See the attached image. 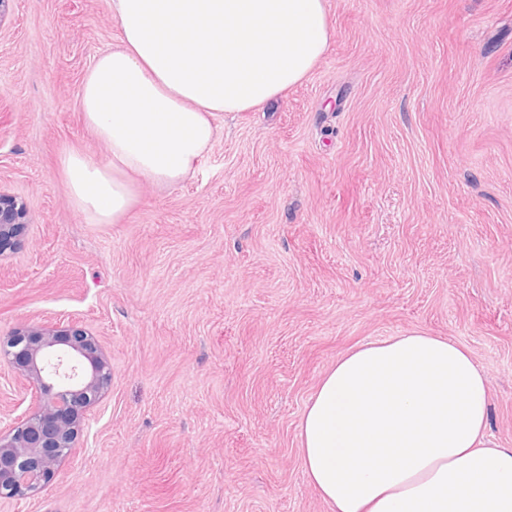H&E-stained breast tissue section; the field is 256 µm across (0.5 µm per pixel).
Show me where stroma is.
<instances>
[{"label": "stroma", "instance_id": "1", "mask_svg": "<svg viewBox=\"0 0 512 512\" xmlns=\"http://www.w3.org/2000/svg\"><path fill=\"white\" fill-rule=\"evenodd\" d=\"M331 48L285 100L217 121L196 175L123 224L57 164L107 150L79 88L107 0H17L0 24V335L75 320L112 384L54 481L0 512H332L299 456L322 375L411 332L469 349L512 447V0H327ZM29 223L26 203L20 197L0 191V259L14 249L15 237L23 224Z\"/></svg>", "mask_w": 512, "mask_h": 512}]
</instances>
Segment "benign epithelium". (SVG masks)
Returning <instances> with one entry per match:
<instances>
[{"label": "benign epithelium", "instance_id": "7a95c632", "mask_svg": "<svg viewBox=\"0 0 512 512\" xmlns=\"http://www.w3.org/2000/svg\"><path fill=\"white\" fill-rule=\"evenodd\" d=\"M29 212L23 199L0 191V257L14 248ZM36 395L32 411L0 427V501L46 488L76 447L84 413L112 382L110 363L77 323L31 321L0 336V364Z\"/></svg>", "mask_w": 512, "mask_h": 512}]
</instances>
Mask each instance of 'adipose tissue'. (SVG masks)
<instances>
[{"label":"adipose tissue","instance_id":"obj_1","mask_svg":"<svg viewBox=\"0 0 512 512\" xmlns=\"http://www.w3.org/2000/svg\"><path fill=\"white\" fill-rule=\"evenodd\" d=\"M120 35L79 102L107 149L59 155L73 208L122 224L142 183L192 178L217 117L287 97L327 53L326 0H108ZM486 377L468 349L402 334L342 355L298 425L309 482L335 512H512V447L488 440Z\"/></svg>","mask_w":512,"mask_h":512}]
</instances>
